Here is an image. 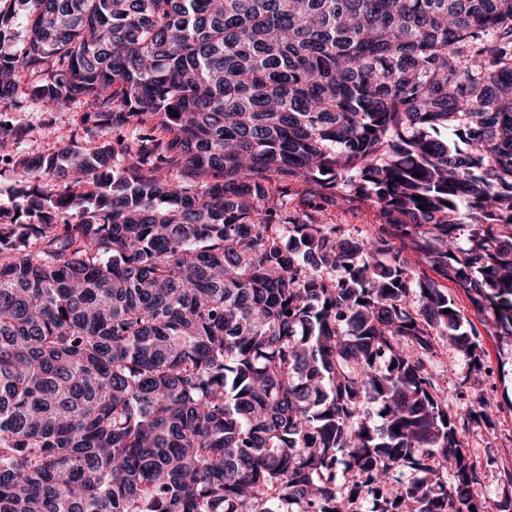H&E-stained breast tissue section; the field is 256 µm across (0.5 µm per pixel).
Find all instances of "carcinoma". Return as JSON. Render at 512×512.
<instances>
[{
	"instance_id": "obj_1",
	"label": "carcinoma",
	"mask_w": 512,
	"mask_h": 512,
	"mask_svg": "<svg viewBox=\"0 0 512 512\" xmlns=\"http://www.w3.org/2000/svg\"><path fill=\"white\" fill-rule=\"evenodd\" d=\"M3 101L129 134L15 160L0 512H485L428 369L478 343L320 216L512 338V0H0Z\"/></svg>"
}]
</instances>
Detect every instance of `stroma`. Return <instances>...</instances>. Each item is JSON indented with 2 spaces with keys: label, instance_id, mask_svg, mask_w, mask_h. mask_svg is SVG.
Segmentation results:
<instances>
[{
  "label": "stroma",
  "instance_id": "obj_1",
  "mask_svg": "<svg viewBox=\"0 0 512 512\" xmlns=\"http://www.w3.org/2000/svg\"><path fill=\"white\" fill-rule=\"evenodd\" d=\"M84 113L81 106L43 112L28 105L0 113V120L10 122L15 147L21 153H52L68 146L89 153L110 140L112 131L108 128L85 131ZM328 218L330 223L342 225L351 236L386 239L400 253L412 276L443 289L453 300L462 332L480 345L481 363L469 368L463 355L450 344L446 331L440 330L434 334L429 371L444 395L450 415L466 414L475 406L477 398L487 401L486 416L469 423L466 429L465 446L471 460L481 468L484 502L491 505L512 495V484L505 479L506 472L512 471V340L491 335L484 317L463 291L438 268L426 263L408 239L381 224L370 203L332 209Z\"/></svg>",
  "mask_w": 512,
  "mask_h": 512
}]
</instances>
